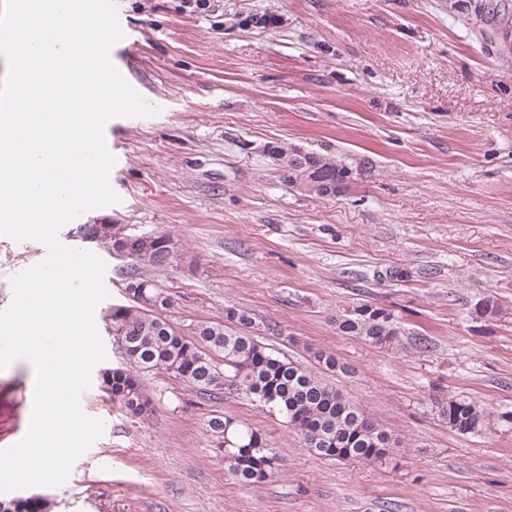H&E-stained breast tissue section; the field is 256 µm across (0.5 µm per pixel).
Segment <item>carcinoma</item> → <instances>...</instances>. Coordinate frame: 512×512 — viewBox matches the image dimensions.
<instances>
[{
  "instance_id": "carcinoma-1",
  "label": "carcinoma",
  "mask_w": 512,
  "mask_h": 512,
  "mask_svg": "<svg viewBox=\"0 0 512 512\" xmlns=\"http://www.w3.org/2000/svg\"><path fill=\"white\" fill-rule=\"evenodd\" d=\"M269 153L282 181L301 193L336 196L353 180V168L328 153L297 146H274ZM102 230L114 239L113 246L122 257L146 268L125 283L128 304L112 306L106 315L125 366L103 369L100 384L126 414L137 418L155 414L139 373L158 372L211 399H221L226 393L248 398L280 416L317 457L371 462L395 454L392 436L341 391L317 377L309 366L263 345L255 336L258 324L246 312L228 309L224 320L198 321L185 331L171 325L165 312L173 300L153 276L173 263L169 235L156 233L148 244L137 235L114 230L112 224ZM336 330L384 347L401 345L404 336L393 313L368 303L337 315ZM310 359L328 373H345V363L333 354L315 349ZM426 412L462 435L481 434L489 426L488 412L468 399L435 396L426 403ZM205 431L224 451L229 473L237 483L257 486L277 473V456L250 424L213 414L205 421ZM52 508L53 503L41 496L0 500V512H52Z\"/></svg>"
}]
</instances>
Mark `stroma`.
Wrapping results in <instances>:
<instances>
[{
    "instance_id": "1",
    "label": "stroma",
    "mask_w": 512,
    "mask_h": 512,
    "mask_svg": "<svg viewBox=\"0 0 512 512\" xmlns=\"http://www.w3.org/2000/svg\"><path fill=\"white\" fill-rule=\"evenodd\" d=\"M477 2L116 0L135 43L116 44L112 62L162 112L112 120L121 201L59 234L107 264L98 330L138 268L81 226L166 233L177 257L160 282L177 327L235 308L290 358L334 353L351 372L328 382L401 446L388 462L323 460L237 395L211 401L151 374L157 412L143 420L95 382L80 403L106 430L48 489L53 512H512V35ZM264 14L276 24L243 23ZM283 144L344 159L350 188L292 190L268 155ZM46 255L0 236V311L11 276ZM391 268L402 278H386ZM485 299L496 315L480 314ZM363 303L429 348L339 335L336 315ZM103 341L118 365L112 336ZM32 377L22 361L0 372V449L28 430ZM433 395L479 402L491 429L450 431L424 411ZM216 412L264 435L279 458L271 482L230 477L203 429Z\"/></svg>"
}]
</instances>
